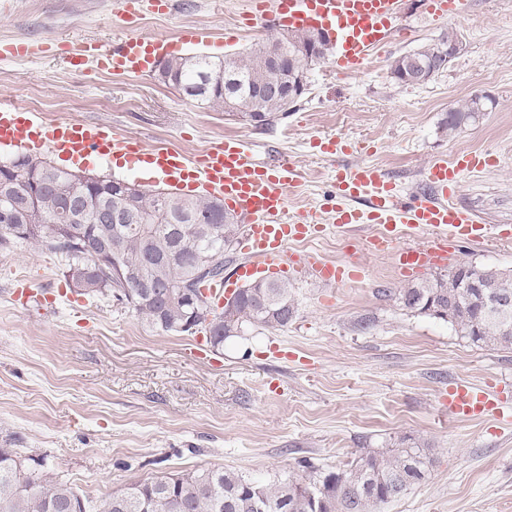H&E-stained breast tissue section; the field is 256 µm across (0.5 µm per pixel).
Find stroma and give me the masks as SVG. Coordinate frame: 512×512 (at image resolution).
<instances>
[{"mask_svg": "<svg viewBox=\"0 0 512 512\" xmlns=\"http://www.w3.org/2000/svg\"><path fill=\"white\" fill-rule=\"evenodd\" d=\"M253 0H179L174 13L138 0L133 21L113 0H0V41H24L23 58H0V103L37 113L46 125L91 120L145 147L199 154L231 137L258 159L290 157L302 184L288 210L322 211L339 168L377 165L402 194L424 191L437 159L493 153L496 167L461 179L458 200L493 224L512 225V0H472L467 15L435 18L407 0L403 30L374 52L364 71L330 62L287 115L254 128L187 98L157 72L115 75L75 70L66 50L128 35L178 37L197 30V52L214 58L267 38L265 21L243 24ZM458 33L462 50L448 71L415 86L395 83V58ZM486 109L456 132L449 109L473 95ZM358 150L330 158L318 140ZM329 232L297 244L319 260L357 263L362 278L339 285L290 277L297 312L287 327L249 325L219 347L205 333L152 328L114 298L78 291L60 255L28 243L0 247V442L16 435L24 470L46 472L97 502L133 482L232 469L285 482L326 473L400 438L428 449V478L380 512H512V423L486 414L454 419L450 387L469 384L512 398V350L475 345L448 322L403 309L412 282L392 253L370 240ZM463 264L512 271V241H485L451 253L439 273ZM54 297L20 306L18 289Z\"/></svg>", "mask_w": 512, "mask_h": 512, "instance_id": "stroma-1", "label": "stroma"}]
</instances>
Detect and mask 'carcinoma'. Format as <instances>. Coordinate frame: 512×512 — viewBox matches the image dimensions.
Returning a JSON list of instances; mask_svg holds the SVG:
<instances>
[{
	"label": "carcinoma",
	"instance_id": "obj_1",
	"mask_svg": "<svg viewBox=\"0 0 512 512\" xmlns=\"http://www.w3.org/2000/svg\"><path fill=\"white\" fill-rule=\"evenodd\" d=\"M453 31L396 58L391 78L406 80V60L417 59L432 79L448 69V43ZM317 39L314 32L289 31L288 52ZM231 67L241 83L234 97L224 96V61L205 55L174 56L159 64L162 81L215 112L246 111L264 128L288 113L280 99H258L255 89L277 78L259 49L235 54ZM484 111V97L472 96L448 113L443 123L457 131ZM12 195L26 225L41 226L60 216L64 226L51 237L44 232L20 233L17 224L0 223V245L23 240L65 259L66 271L95 260L96 272L82 292L110 295L135 311L152 327L184 333L190 312L189 295L208 282L224 278V251L238 242L242 225L225 211L224 201L194 199L171 192L124 191L110 178L81 191V210L75 219L65 214L66 197L73 193L68 170L46 159L23 156ZM116 208L124 220L91 223L97 209ZM236 323L226 324L224 312L207 301L198 307L195 324L208 333L214 346L238 335L245 324L280 329L296 314L292 287L286 280L261 279L237 294ZM402 308L448 322L474 344L512 348V312L504 319L487 316L484 303L512 304V273L468 266L422 279L397 294ZM429 458L423 449L403 446L389 455L369 451L355 461L324 475H301L286 483L252 480L230 470L177 474L135 482L90 505L70 485L44 472H24L18 451L0 446V512H375L381 504L404 495L425 479Z\"/></svg>",
	"mask_w": 512,
	"mask_h": 512
}]
</instances>
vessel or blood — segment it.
I'll return each mask as SVG.
<instances>
[{"label":"vessel or blood","mask_w":512,"mask_h":512,"mask_svg":"<svg viewBox=\"0 0 512 512\" xmlns=\"http://www.w3.org/2000/svg\"><path fill=\"white\" fill-rule=\"evenodd\" d=\"M403 0H259L258 11L272 10L278 23L289 28H325L335 35L333 67L346 74L363 71L374 51L400 32ZM435 16H462L466 0H426ZM195 30L187 29L179 41L165 36H127L101 42L89 54L70 57L73 67L93 61L118 75H141L156 62L172 55L176 46L198 43ZM0 145L37 147L73 164L100 157L119 167L147 165L150 172L173 186H199L221 197L226 209L238 214L245 226L240 250L245 256L230 276L211 285L213 296L232 294L249 280L293 271L326 282L347 283L360 279L359 265L316 262L289 251L291 243L322 235L325 230L350 232L361 224H378L380 236L373 240L378 250L393 249L398 267L418 273L442 264L459 243L508 240L512 229L487 223L476 211L456 200L463 174L492 165L489 153L471 151L452 160L432 162L425 172L427 191L401 194L373 164L339 169L336 174V205L330 225H322L314 212H288L287 189L301 182L294 161L280 158L264 163L249 157L241 141L225 140L200 155L143 146L137 139L99 122L68 121L45 126L37 115L19 108L0 106ZM421 232L424 243L396 247L399 238ZM502 400L484 390L459 385L448 391V413L474 417L499 408Z\"/></svg>","instance_id":"obj_1"}]
</instances>
